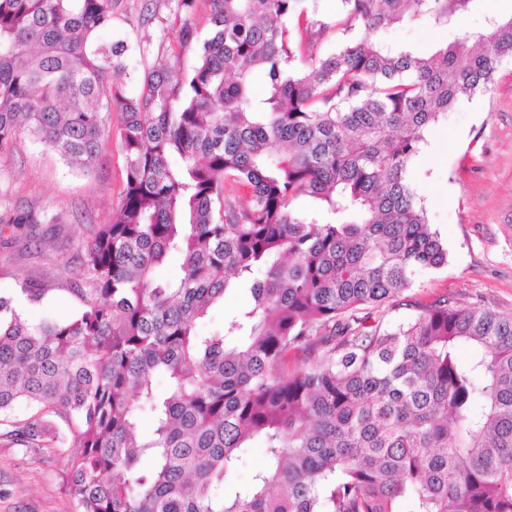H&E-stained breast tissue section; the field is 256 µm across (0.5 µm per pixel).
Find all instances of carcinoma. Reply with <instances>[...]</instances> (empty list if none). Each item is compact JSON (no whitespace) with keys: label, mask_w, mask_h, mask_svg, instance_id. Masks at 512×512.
I'll use <instances>...</instances> for the list:
<instances>
[{"label":"carcinoma","mask_w":512,"mask_h":512,"mask_svg":"<svg viewBox=\"0 0 512 512\" xmlns=\"http://www.w3.org/2000/svg\"><path fill=\"white\" fill-rule=\"evenodd\" d=\"M173 2L176 47L130 92L126 46L101 40L113 0H0V156L26 132L86 173L115 115L124 157L84 308L33 323L0 296L6 441L64 449L75 512H512V316L445 296L374 316L448 264L410 170L512 57V17L422 55L383 33L450 28L477 0H206L201 43L199 0ZM60 223L0 213V234ZM172 257L181 274L157 277ZM238 286L249 302L200 333Z\"/></svg>","instance_id":"obj_1"}]
</instances>
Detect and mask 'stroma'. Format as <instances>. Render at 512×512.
Returning <instances> with one entry per match:
<instances>
[{"instance_id":"35a3bbf8","label":"stroma","mask_w":512,"mask_h":512,"mask_svg":"<svg viewBox=\"0 0 512 512\" xmlns=\"http://www.w3.org/2000/svg\"><path fill=\"white\" fill-rule=\"evenodd\" d=\"M512 16V0H478L451 29L399 25L387 42L432 52L456 36L480 30L487 18ZM171 0H115L108 38L124 41V61L138 75L139 47L168 53ZM124 159L110 142L90 175L71 171L55 153L21 134L0 157V210L63 214L58 230L32 225L0 246V293L13 296L32 320L72 317L83 307L84 272L77 257L93 225L109 220L123 189ZM429 222L448 246V263L418 275L409 297L426 303L445 295L461 306L512 314V58L504 59L486 92L461 99L432 125L413 172ZM44 288L37 303L26 287ZM66 458L54 448L0 442V512H75L62 483Z\"/></svg>"}]
</instances>
